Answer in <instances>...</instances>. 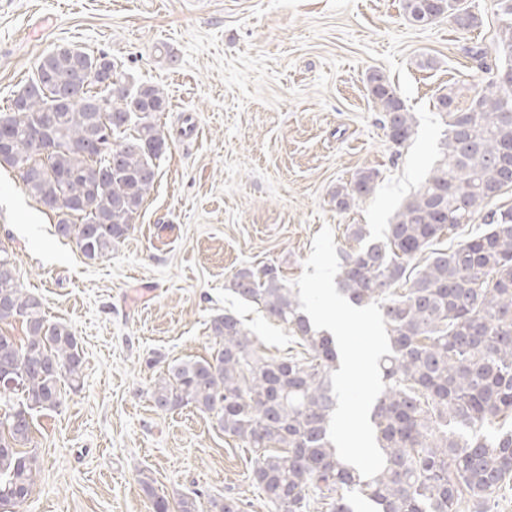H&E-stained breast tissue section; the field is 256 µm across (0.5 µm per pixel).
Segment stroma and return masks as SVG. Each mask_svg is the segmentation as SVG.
Segmentation results:
<instances>
[{
  "label": "stroma",
  "mask_w": 512,
  "mask_h": 512,
  "mask_svg": "<svg viewBox=\"0 0 512 512\" xmlns=\"http://www.w3.org/2000/svg\"><path fill=\"white\" fill-rule=\"evenodd\" d=\"M466 4L478 23L463 30L412 25L402 0H0V109L57 46L107 53L169 102L154 186L102 259L58 238L55 216L0 168V251L83 358L79 388L34 416L39 471L19 512H154L142 470L156 494L195 497L196 512L218 495L268 512L246 448L193 407L156 411L150 389L168 365L217 349L209 325L225 312L267 356L299 353L229 282L272 265L294 283L326 225L340 248L351 224L382 236L440 158L438 96L452 88L465 105L477 90L466 47H492L506 20L499 0ZM374 72L415 118L404 146L368 92ZM368 168L374 192L338 209L337 186Z\"/></svg>",
  "instance_id": "obj_1"
}]
</instances>
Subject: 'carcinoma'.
I'll return each mask as SVG.
<instances>
[{
    "label": "carcinoma",
    "instance_id": "carcinoma-1",
    "mask_svg": "<svg viewBox=\"0 0 512 512\" xmlns=\"http://www.w3.org/2000/svg\"><path fill=\"white\" fill-rule=\"evenodd\" d=\"M402 8L415 26L429 16L462 28L477 22L459 13L456 0H403ZM494 53L491 65L487 49L467 50L485 74L468 106L451 88L438 97L448 123L443 159L396 210L384 239L367 240L362 224L348 227L361 247L342 252L339 290L358 307L379 303L392 351L379 360L386 387L370 414L386 460L377 476L362 477L329 440L336 342L313 327L273 266L240 269L230 287L291 333L305 355L265 356L226 313L210 323L216 352L167 367L152 387L157 409L190 405L252 450L250 477L269 512H355L344 489L376 512H458L463 500L486 504L512 483V208L488 212L486 230L408 270L440 235L472 223L512 187V83L495 76L512 69V21ZM368 84L390 141L404 145L412 113L383 75L371 73ZM166 108L159 87L131 83L108 54L57 46L0 112V134L8 136L0 165L16 170L25 193L55 214L57 236L96 260L129 234L154 185L156 160L168 149L155 117ZM377 178L366 169L336 187V206L369 196ZM403 281L409 287L399 294ZM12 320L27 336L19 343L0 333V506L15 508L35 484L33 412L60 407L63 382L79 388L82 357L75 334L46 319L5 253L0 322ZM491 425L495 433L482 432ZM138 481L155 512H196L193 498L157 495L145 471ZM210 512H240V505L213 496Z\"/></svg>",
    "mask_w": 512,
    "mask_h": 512
}]
</instances>
